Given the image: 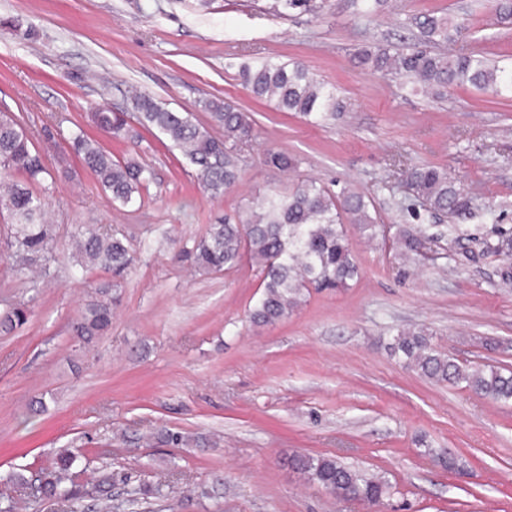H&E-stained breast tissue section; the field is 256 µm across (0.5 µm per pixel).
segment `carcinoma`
<instances>
[{"label":"carcinoma","mask_w":512,"mask_h":512,"mask_svg":"<svg viewBox=\"0 0 512 512\" xmlns=\"http://www.w3.org/2000/svg\"><path fill=\"white\" fill-rule=\"evenodd\" d=\"M308 0H271L270 9L280 15L307 6ZM386 0H355L357 14L371 17ZM414 24L422 36L421 46L406 52L388 48L363 49L359 62L379 73L404 77L411 91L435 94L450 86L470 84L496 96L512 98V69L491 64L480 54L448 55L432 47L453 40L461 33L447 15L421 14ZM240 74L252 94L272 100L283 112H291L315 124L325 123L346 110L336 88L309 76L299 63L274 58L258 64H244ZM134 112H113L99 108L93 115L100 134L126 139L133 132L128 119L161 133L170 148L181 153L214 198L224 196L239 178L238 151L252 140L256 122L249 112L220 99L204 107L224 135L215 136L192 121L190 113L167 108L145 93L130 96ZM68 147L89 169L113 202L122 207L142 203L141 191L153 180V169L135 157L116 159L96 139L82 131L67 139ZM264 162L280 170L297 167V160L270 150ZM407 188L432 215L460 216L472 209V198L436 166L406 167L402 170ZM39 152L17 117L0 111V211L11 220L10 248L17 270L50 272L55 262L56 228L45 222L52 186L45 183ZM371 200L345 186L332 193L311 179L300 180L286 192L263 198L247 214H224L211 224L190 247L179 248L177 257L206 273L221 272L238 265L245 257L260 269L263 291L250 313L253 322L272 325L291 315L302 303L305 291L316 288H344L358 278L359 267L352 255L344 224H356L369 237L383 231L372 215ZM72 257L81 271L104 273L93 285L89 300L72 322L74 338L83 344L105 335L112 325L116 288L136 262L126 239L97 224H76L71 233ZM403 255L417 254L423 239L407 230L399 232ZM488 251L512 260V238L500 237L486 243ZM28 308L18 303L0 314V328L10 330L26 322ZM392 353L404 366L437 383H464L474 392L495 401H512V371L479 367L464 368L437 350L431 333L423 326L400 329L390 344ZM82 455L77 449L62 448L55 467L38 479L36 492L60 506L59 512H82L88 498L112 512V471L102 469L91 488L74 482L73 474ZM294 469L324 489L340 491L351 500L380 504L391 494L382 477L347 467L334 458L296 455ZM163 486H140L130 491L131 502L165 496Z\"/></svg>","instance_id":"carcinoma-1"}]
</instances>
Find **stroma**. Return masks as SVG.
I'll use <instances>...</instances> for the list:
<instances>
[{
    "mask_svg": "<svg viewBox=\"0 0 512 512\" xmlns=\"http://www.w3.org/2000/svg\"><path fill=\"white\" fill-rule=\"evenodd\" d=\"M395 2L360 19L351 0H315L316 11L285 17L269 0H0V110L23 116L57 180L58 253L69 255L72 225L100 224L138 256L111 329L85 346L71 333L85 284L57 265L38 284L16 274L0 215V311L29 305L25 324L0 332V493L69 447L82 453L78 484L111 469L113 512H370L303 482L289 459L304 454L384 475L392 492L380 512H512V403L430 381L387 349L398 328L420 324L460 364L512 369V262L485 249L512 236V101L470 86L413 94L356 59L366 46L414 48V17L435 13L465 29L445 53L507 64L512 18L490 0ZM275 55L335 85L346 112L313 126L255 99L239 68ZM132 87L207 128L206 100L252 112L257 137L240 152L236 185L211 197L144 130L101 140L154 170L141 207L113 205L66 140L96 134V107L129 109ZM270 150L296 157L295 171L265 165ZM406 165L447 169L472 212H420ZM306 177L333 192L353 185L386 227L371 238L347 225L361 271L349 287L310 290L287 319L262 326L249 318L260 294L250 260L205 274L173 259V242L192 244L225 212ZM402 228L424 230L420 255H402ZM38 397L41 412L30 408ZM164 430L210 445H142V434ZM218 480L223 495L202 496ZM156 484L173 494L129 505L131 489Z\"/></svg>",
    "mask_w": 512,
    "mask_h": 512,
    "instance_id": "stroma-1",
    "label": "stroma"
}]
</instances>
